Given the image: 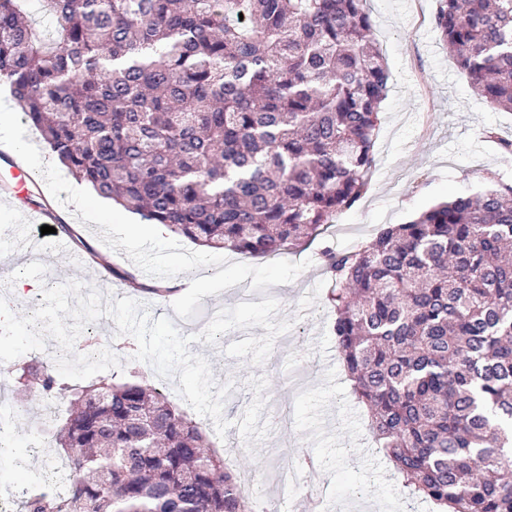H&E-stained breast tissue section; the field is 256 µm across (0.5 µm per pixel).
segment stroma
<instances>
[{
    "label": "stroma",
    "instance_id": "obj_1",
    "mask_svg": "<svg viewBox=\"0 0 512 512\" xmlns=\"http://www.w3.org/2000/svg\"><path fill=\"white\" fill-rule=\"evenodd\" d=\"M364 7L391 74L374 146L376 165L359 203L336 215L311 245L274 256H245L205 249L170 231L154 236L155 226L147 221L140 235L130 237L119 230L115 206L95 197L89 210L67 216L82 245L60 251L52 237L32 227L28 233L36 241L21 250L11 233L18 208L47 206L51 200L33 189L17 206L0 204V295L17 313L28 314L41 294L16 297L5 282L34 261L45 264L47 286L67 282V269H76L80 282L105 287L116 299H134L152 318H171L185 336L202 332L219 310L238 304L240 287L252 289L253 302L268 296L277 301V320L291 326L275 337L262 365L223 353L231 342L263 336L260 326L220 335L213 346H189L209 360L217 383L231 386L223 405L229 423L225 436H218L211 418L197 414L180 397L176 380L157 382L239 472L241 490L251 494L256 512H312L316 507L321 512H431L428 503L409 495L368 431L365 407L351 391L331 331L325 305L331 282L320 252L327 246L355 248L386 225L407 223L426 208L495 180L512 183V161L483 136L492 128L512 140V112L482 104L457 69L434 29L436 0H366ZM95 252L108 258L114 275L101 278L99 263L91 258ZM174 255L182 257L180 270L189 273L193 288L163 297L147 292L148 284L169 277L152 268L151 259L166 262ZM124 272L134 273L142 289L121 280ZM89 329L119 357L117 380H128L133 371L152 374L149 364L135 360L134 338L118 334L112 319L98 320ZM45 357L35 350L8 364L13 378L5 391L16 414L5 437L9 458L0 461V512H19L18 501L32 475L50 470L63 457L40 407L15 393L16 375L31 360ZM305 456L316 463L309 486L299 487L292 499L282 498L277 473L297 468Z\"/></svg>",
    "mask_w": 512,
    "mask_h": 512
}]
</instances>
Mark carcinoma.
Instances as JSON below:
<instances>
[{"mask_svg":"<svg viewBox=\"0 0 512 512\" xmlns=\"http://www.w3.org/2000/svg\"><path fill=\"white\" fill-rule=\"evenodd\" d=\"M0 0V82L80 182L209 249L270 256L365 193L390 72L364 0ZM481 100L512 112V0H437ZM332 330L368 428L412 496L512 512V185L322 252ZM31 402L73 479L20 512H254L239 475L157 387H73L35 360Z\"/></svg>","mask_w":512,"mask_h":512,"instance_id":"obj_1","label":"carcinoma"}]
</instances>
